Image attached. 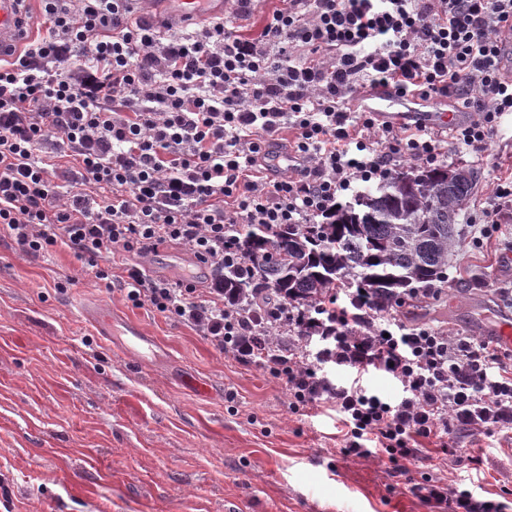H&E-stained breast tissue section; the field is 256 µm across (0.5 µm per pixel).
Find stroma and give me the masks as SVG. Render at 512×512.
I'll return each mask as SVG.
<instances>
[{
    "mask_svg": "<svg viewBox=\"0 0 512 512\" xmlns=\"http://www.w3.org/2000/svg\"><path fill=\"white\" fill-rule=\"evenodd\" d=\"M447 163L481 179L458 218L447 281L404 320L481 337L512 319L492 290L512 281V220L483 246L472 241L497 173L512 172V115L487 151L452 147ZM138 263L172 282L208 274L184 248ZM67 275L74 285L56 288ZM79 297L143 327L156 360L139 363L120 335H99L81 320ZM454 441L469 462L440 470L429 457L419 472L478 495L512 490V447L462 432ZM339 446L333 408L292 412L280 382L133 306L68 250L30 259L0 240V512H430L387 465L341 458Z\"/></svg>",
    "mask_w": 512,
    "mask_h": 512,
    "instance_id": "obj_1",
    "label": "stroma"
}]
</instances>
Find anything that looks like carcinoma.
Wrapping results in <instances>:
<instances>
[{"label":"carcinoma","instance_id":"1","mask_svg":"<svg viewBox=\"0 0 512 512\" xmlns=\"http://www.w3.org/2000/svg\"><path fill=\"white\" fill-rule=\"evenodd\" d=\"M478 182L469 165L415 168L377 186L368 222L347 206L322 224H240L228 236L248 273L225 269L224 290L272 291L310 308L341 285L384 308L415 284L447 279L457 218Z\"/></svg>","mask_w":512,"mask_h":512}]
</instances>
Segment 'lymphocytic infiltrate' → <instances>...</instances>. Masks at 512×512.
Wrapping results in <instances>:
<instances>
[{
	"mask_svg": "<svg viewBox=\"0 0 512 512\" xmlns=\"http://www.w3.org/2000/svg\"><path fill=\"white\" fill-rule=\"evenodd\" d=\"M40 2L48 36L0 64V238L32 259L58 245L87 260L132 305L280 381L293 412L332 404L341 455L387 461L434 512H505L412 469L431 446L460 465L457 431L512 432L511 352L406 324L434 288L382 309L340 288L298 309L273 294L228 298L224 271L247 267L225 237L235 225L313 224L354 184L447 157L420 122L351 110L366 89L452 98L471 113L450 128L452 144L485 152L512 112V0H282L255 37L221 19L163 32L141 0ZM285 129L283 173L270 155ZM168 245L193 253L207 278L172 283L114 265L116 253ZM309 322L326 342L316 352ZM329 362L349 383L320 374ZM372 370L399 396L369 391Z\"/></svg>",
	"mask_w": 512,
	"mask_h": 512,
	"instance_id": "obj_1",
	"label": "lymphocytic infiltrate"
}]
</instances>
